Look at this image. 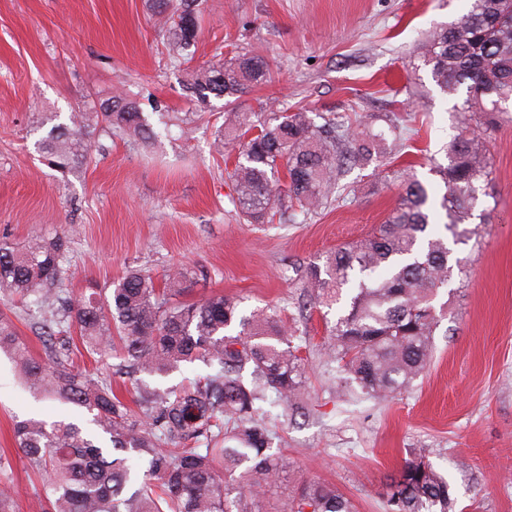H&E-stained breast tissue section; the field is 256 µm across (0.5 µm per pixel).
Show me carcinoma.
<instances>
[{
	"mask_svg": "<svg viewBox=\"0 0 512 512\" xmlns=\"http://www.w3.org/2000/svg\"><path fill=\"white\" fill-rule=\"evenodd\" d=\"M195 0H157L160 29L180 59L194 45L202 16ZM418 55L439 90L466 87L465 130L449 145L447 163L432 172L443 184L439 201L409 172H395L401 192L387 220L365 238L309 264L300 275L308 300L330 308L340 300L327 346L328 362L342 374L341 389L382 400L408 389L429 364L438 323L435 300L448 287L453 266L448 237L427 233L445 216L453 242L473 216L479 184L490 175L487 149L476 133L495 125L499 105L512 101V0H469L457 22L435 27ZM258 54H239L224 65L192 72L188 91L234 103L267 81ZM490 94L476 101L472 91ZM358 131L337 117L319 125L306 111L226 112L215 140L237 150L233 203L249 224L308 216L341 197L339 172L366 169L387 154L400 127ZM104 130L148 141L156 132L136 102L120 93L99 108L73 112L42 140L53 165L69 172L90 155L89 137ZM285 171L288 181L280 180ZM66 235H36L17 246L0 238V288L42 308L45 356L35 357L12 318L0 310V351L7 353L28 389L72 406L78 420L29 417L14 424L16 447L34 471L49 473L36 512H263L270 488L288 472L274 446L278 426L265 421L263 403L300 404L305 384L300 337L279 306L249 313L234 297L202 302L183 296L200 271L182 265L163 287L131 269L106 294L90 286L73 297L64 280ZM89 353L120 350L118 371L165 376L186 363L216 367L182 388L140 387L136 409L112 392L96 371L74 362L76 342ZM354 512L334 485H304L291 512ZM385 512H455L448 480L424 451H415L389 479Z\"/></svg>",
	"mask_w": 512,
	"mask_h": 512,
	"instance_id": "obj_1",
	"label": "carcinoma"
}]
</instances>
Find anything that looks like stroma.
Instances as JSON below:
<instances>
[{
  "label": "stroma",
  "mask_w": 512,
  "mask_h": 512,
  "mask_svg": "<svg viewBox=\"0 0 512 512\" xmlns=\"http://www.w3.org/2000/svg\"><path fill=\"white\" fill-rule=\"evenodd\" d=\"M202 30L184 64L171 61L156 26L153 0H0V236L23 244L64 231L65 288L112 287L126 270L161 281L187 264L204 285L187 296L241 299L293 312L297 271L382 224L395 207L398 182L345 169L350 193L298 224L239 221L228 167L215 150L222 102L202 106L185 84L192 70L241 51L263 55L271 80L240 96L234 109L258 111L277 98L295 111L335 114L380 130L404 120V141L383 158L387 171L408 169L431 183L445 147L460 132L464 93L441 94L418 57L434 27L456 22L466 0H200ZM151 124L163 112L186 116L149 143L97 132L89 163L70 173L38 148L70 113L99 105L115 89ZM482 184L468 229L452 247L458 264L436 302L444 310L433 358L412 388L384 403L338 395L326 362L327 322L312 310L295 326L302 339V406L264 408L281 423L288 474L267 497V512H289L297 487L334 484L355 512H384L385 482L425 449L447 477L457 512H512V101L487 144ZM66 405L36 399L0 353V483L17 512H32L43 492L13 440V420H54Z\"/></svg>",
  "instance_id": "35a3bbf8"
}]
</instances>
